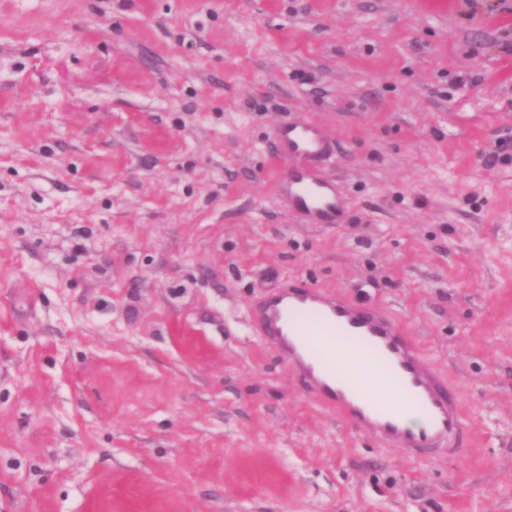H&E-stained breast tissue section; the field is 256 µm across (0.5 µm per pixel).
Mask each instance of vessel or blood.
Returning a JSON list of instances; mask_svg holds the SVG:
<instances>
[{
	"label": "vessel or blood",
	"instance_id": "vessel-or-blood-1",
	"mask_svg": "<svg viewBox=\"0 0 512 512\" xmlns=\"http://www.w3.org/2000/svg\"><path fill=\"white\" fill-rule=\"evenodd\" d=\"M332 151L320 125L278 128L275 155L285 166L278 185L311 224L335 223L339 213L338 188L320 168ZM251 322L313 397L359 430L419 458L460 453L457 396L380 309L286 281L253 306Z\"/></svg>",
	"mask_w": 512,
	"mask_h": 512
}]
</instances>
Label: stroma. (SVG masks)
<instances>
[{
	"instance_id": "1",
	"label": "stroma",
	"mask_w": 512,
	"mask_h": 512,
	"mask_svg": "<svg viewBox=\"0 0 512 512\" xmlns=\"http://www.w3.org/2000/svg\"><path fill=\"white\" fill-rule=\"evenodd\" d=\"M283 279L387 313L464 453L312 397L248 323ZM0 512H512V0H0ZM333 148L324 129L311 122H285L278 128L275 156L284 163L278 186L288 192L294 210L308 224H335L339 193L319 163Z\"/></svg>"
}]
</instances>
